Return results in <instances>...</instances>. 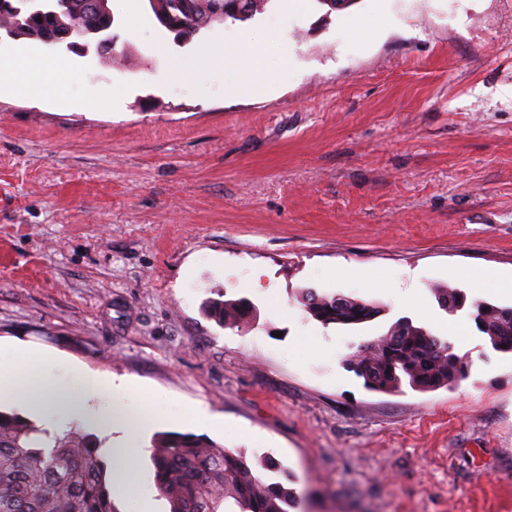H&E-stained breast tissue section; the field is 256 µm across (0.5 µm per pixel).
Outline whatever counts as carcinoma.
<instances>
[{
  "instance_id": "cac0c4a2",
  "label": "carcinoma",
  "mask_w": 512,
  "mask_h": 512,
  "mask_svg": "<svg viewBox=\"0 0 512 512\" xmlns=\"http://www.w3.org/2000/svg\"><path fill=\"white\" fill-rule=\"evenodd\" d=\"M225 4L224 20L247 21L270 0H248L238 11L231 0H147L158 24L188 41L213 27L214 5ZM115 17L109 0H0V31L43 43L66 27L96 46L114 39ZM445 311L468 310V317L498 352L512 353V306L487 301L467 303L459 288L439 287ZM245 299L214 301L210 313L221 327L248 322ZM305 311L324 325H359L373 320L379 307L345 296L303 295ZM346 367L372 391L420 392L447 388L466 378L468 362L453 345L428 328L401 318L359 346ZM156 485L170 512H290L295 493L264 472L277 473L272 461L259 471L245 457L208 439L172 432L152 445ZM112 455H104L92 433L76 428H39L0 411V512H115L109 487Z\"/></svg>"
}]
</instances>
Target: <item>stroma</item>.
I'll list each match as a JSON object with an SVG mask.
<instances>
[{"label":"stroma","mask_w":512,"mask_h":512,"mask_svg":"<svg viewBox=\"0 0 512 512\" xmlns=\"http://www.w3.org/2000/svg\"><path fill=\"white\" fill-rule=\"evenodd\" d=\"M115 17L111 56L41 43L52 77L20 65L29 95L0 91V362L33 353L44 394L109 417L104 445L142 422L139 483L115 512H169L149 450L171 431L275 460L295 512H512V356L435 295L512 304L497 282L512 276V0H299L184 45L146 0ZM206 43L233 65L188 88L170 61ZM244 81L256 91L230 93ZM123 86L110 109L102 89ZM307 288L381 312L325 326ZM218 297L257 315L220 327L204 311ZM403 317L467 377L366 389L347 355ZM79 369L151 392H98ZM435 294L437 296L439 306L446 312L456 313L466 308L467 296L459 288H453L450 286L444 288L441 286L436 288ZM442 302H446L448 307H444Z\"/></svg>","instance_id":"1"}]
</instances>
